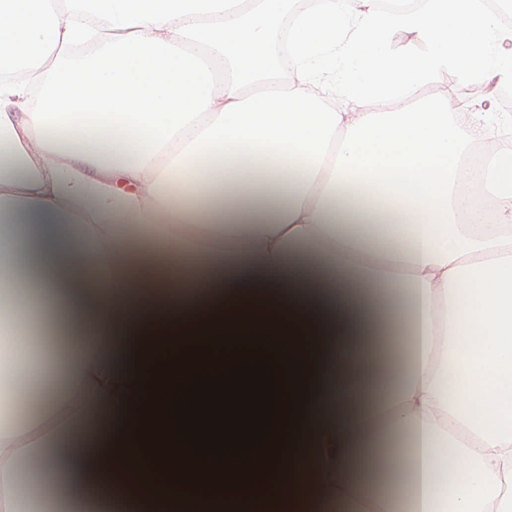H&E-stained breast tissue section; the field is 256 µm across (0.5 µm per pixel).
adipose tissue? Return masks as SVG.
I'll return each mask as SVG.
<instances>
[{
  "instance_id": "1",
  "label": "adipose tissue",
  "mask_w": 512,
  "mask_h": 512,
  "mask_svg": "<svg viewBox=\"0 0 512 512\" xmlns=\"http://www.w3.org/2000/svg\"><path fill=\"white\" fill-rule=\"evenodd\" d=\"M287 0H0V319L51 343L32 410L0 387V512H179L117 479V409L144 326L237 312L297 322L319 361L290 474L258 512H489L512 501V152L468 167L472 129L438 81L512 83V28L481 0H318L298 15L294 80L269 34ZM422 46L393 53L395 34ZM98 46L79 64L72 47ZM40 107L12 109L27 79ZM367 93L376 111L327 112ZM497 204L485 224L472 183ZM203 265L210 286L177 273ZM365 297L344 311L315 279ZM132 281L110 299L105 280ZM408 340L409 358L396 347ZM97 403L72 450L71 421ZM410 441L393 492L392 445Z\"/></svg>"
}]
</instances>
